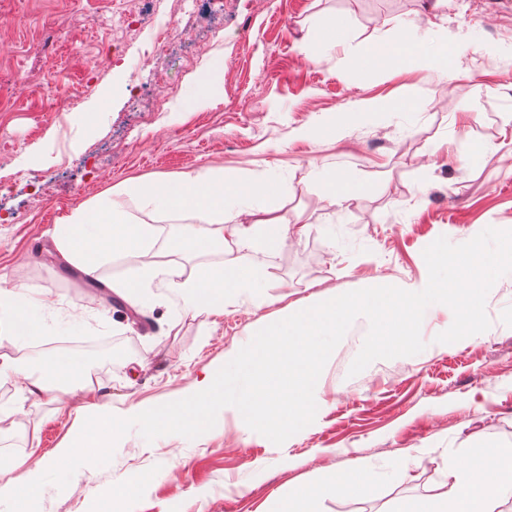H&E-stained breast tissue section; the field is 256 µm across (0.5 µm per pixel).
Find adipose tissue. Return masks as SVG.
Wrapping results in <instances>:
<instances>
[{
    "label": "adipose tissue",
    "mask_w": 512,
    "mask_h": 512,
    "mask_svg": "<svg viewBox=\"0 0 512 512\" xmlns=\"http://www.w3.org/2000/svg\"><path fill=\"white\" fill-rule=\"evenodd\" d=\"M362 61L369 66L386 63H428L440 75L448 73V55L429 52L425 43L402 40L398 47L378 45L364 49ZM276 187L269 181H255L241 174H224L209 168L186 172L174 180L130 182L82 204L61 217L51 238L53 260L79 268L88 278L99 279L101 270L112 261L139 256L158 241L156 217L184 221L187 252L206 255L224 243L236 247L233 257L203 274L183 281L168 279L167 286L177 293L185 311L199 307L223 309L226 298L239 293H257L260 277L254 262L258 252H273L286 240L302 237L303 224H278L240 215H228L232 200L272 198ZM133 209H126V202ZM38 327L25 304L13 290L0 289V332L8 330L28 335ZM69 360L55 357L37 360L25 368H13L22 376L27 394L35 399L49 398L59 409L69 407V399L87 385L86 378L70 380ZM450 481L436 496L409 505L406 512H494L496 500L512 497V453L488 450L478 458L452 463ZM362 464L344 473H324L301 488L297 496L314 500L337 491L361 492L365 487Z\"/></svg>",
    "instance_id": "ef3b65f1"
}]
</instances>
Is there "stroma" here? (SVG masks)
I'll list each match as a JSON object with an SVG mask.
<instances>
[{
  "label": "stroma",
  "instance_id": "35a3bbf8",
  "mask_svg": "<svg viewBox=\"0 0 512 512\" xmlns=\"http://www.w3.org/2000/svg\"><path fill=\"white\" fill-rule=\"evenodd\" d=\"M131 10L143 22L129 28ZM340 20L348 46H317L314 31ZM162 27L169 47L153 73L144 57ZM430 27L448 38L447 78L360 60L366 45ZM112 39L120 55L89 79L88 61ZM211 62L214 98L195 104L191 76ZM365 100L393 107L358 115ZM348 117L346 137L319 135ZM314 167L363 189L337 207L313 184ZM205 168L276 183L277 197L249 207L269 203L282 222L309 227L258 261L260 295H235L220 314L187 312L154 283L126 301L149 316L142 333L84 276L42 262L72 208L130 180ZM488 227L512 230V0H196L177 15L155 0H0V278L46 301L35 333L0 335V365L67 354L97 383L61 412L0 378V467L25 484L66 453L101 392L122 418L189 396L290 309L381 282L421 285L427 246ZM486 313L487 331L446 345L436 337L453 313L431 311L421 353L352 377L369 329L356 319L318 379L314 422L282 445L232 408L194 439L149 442L134 428L108 464L81 466L72 488L45 485L38 512H107L131 480L124 512H270L357 457L370 488L323 498L316 512H398L433 496L449 462L512 451V274L494 284Z\"/></svg>",
  "mask_w": 512,
  "mask_h": 512
}]
</instances>
